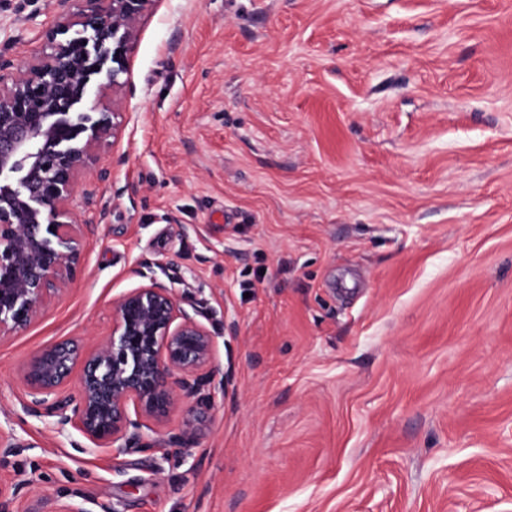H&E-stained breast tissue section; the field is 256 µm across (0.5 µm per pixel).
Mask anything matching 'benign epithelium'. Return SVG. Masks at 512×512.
I'll return each instance as SVG.
<instances>
[{"mask_svg":"<svg viewBox=\"0 0 512 512\" xmlns=\"http://www.w3.org/2000/svg\"><path fill=\"white\" fill-rule=\"evenodd\" d=\"M153 0H61L35 54L0 60V337L27 329L47 302L69 290L86 247V224L70 208L78 178L95 171L127 116L103 99L122 75L140 20ZM216 342L173 289L151 284L112 300V334L80 352L69 341L28 359V414L74 425L97 448L120 455L153 449L145 431L211 385ZM71 413L55 399L76 365ZM193 421L167 442L194 443Z\"/></svg>","mask_w":512,"mask_h":512,"instance_id":"obj_1","label":"benign epithelium"}]
</instances>
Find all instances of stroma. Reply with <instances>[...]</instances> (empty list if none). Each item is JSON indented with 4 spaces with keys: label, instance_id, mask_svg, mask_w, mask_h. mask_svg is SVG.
Instances as JSON below:
<instances>
[{
    "label": "stroma",
    "instance_id": "obj_1",
    "mask_svg": "<svg viewBox=\"0 0 512 512\" xmlns=\"http://www.w3.org/2000/svg\"><path fill=\"white\" fill-rule=\"evenodd\" d=\"M60 10L0 0V58ZM114 101L76 282L0 339L16 512H512V0H156ZM153 282L229 381L193 447L24 413Z\"/></svg>",
    "mask_w": 512,
    "mask_h": 512
}]
</instances>
